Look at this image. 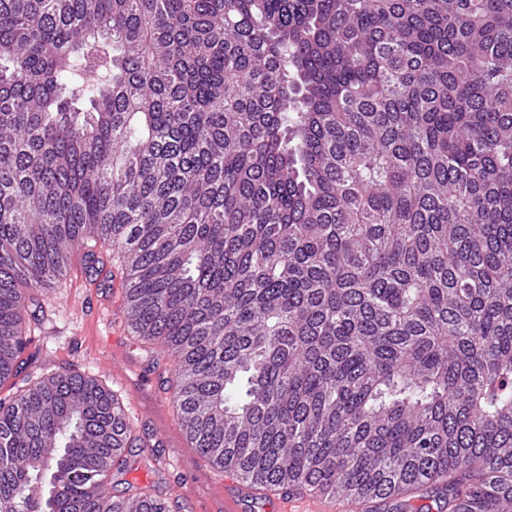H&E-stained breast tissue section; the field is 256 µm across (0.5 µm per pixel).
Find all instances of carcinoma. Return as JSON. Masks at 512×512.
<instances>
[{
	"mask_svg": "<svg viewBox=\"0 0 512 512\" xmlns=\"http://www.w3.org/2000/svg\"><path fill=\"white\" fill-rule=\"evenodd\" d=\"M113 251L264 488L512 512V0H0V386ZM96 379L0 398V512H170Z\"/></svg>",
	"mask_w": 512,
	"mask_h": 512,
	"instance_id": "1",
	"label": "carcinoma"
}]
</instances>
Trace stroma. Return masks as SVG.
I'll use <instances>...</instances> for the list:
<instances>
[{
    "instance_id": "35a3bbf8",
    "label": "stroma",
    "mask_w": 512,
    "mask_h": 512,
    "mask_svg": "<svg viewBox=\"0 0 512 512\" xmlns=\"http://www.w3.org/2000/svg\"><path fill=\"white\" fill-rule=\"evenodd\" d=\"M102 261L103 275L91 280L72 270L47 301L27 373L36 379L74 368L97 378L134 417L141 444L168 464L166 474L144 465L126 473V480L156 489L171 512H223L228 476L187 442L166 400L174 365L136 338L123 309L113 308L107 272L114 262L108 253Z\"/></svg>"
}]
</instances>
